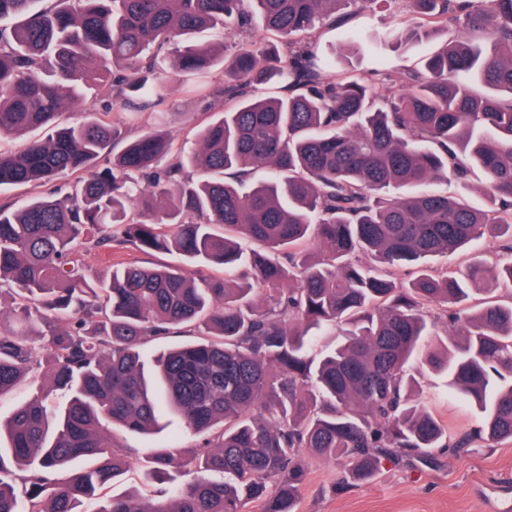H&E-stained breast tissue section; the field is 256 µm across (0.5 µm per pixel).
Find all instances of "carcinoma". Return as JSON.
<instances>
[{"label": "carcinoma", "mask_w": 512, "mask_h": 512, "mask_svg": "<svg viewBox=\"0 0 512 512\" xmlns=\"http://www.w3.org/2000/svg\"><path fill=\"white\" fill-rule=\"evenodd\" d=\"M380 2L0 0V189L81 175L74 197L0 206V287L22 301L14 317L40 341L0 328V396L36 366L49 383L0 418V512H82L123 475L121 444L102 421L152 433L163 403L203 436L182 459L196 478L167 486L155 505L112 496L100 512H241L248 500L296 512L304 454L339 461L362 482L383 458L512 440V304L479 303L472 289L512 288V258L429 266L484 237L512 254V0H402L423 20L417 35L444 28L448 41L379 104L362 79L330 73L308 42L288 43L284 67L195 41L244 30L254 15L290 37ZM181 42L171 68L195 78L197 96L223 97L224 113L188 153L160 130L124 141L109 115L164 107L152 59ZM257 78L281 80L284 95L248 99ZM103 84L109 97L84 122L5 146ZM474 166L488 180L486 208L408 194ZM257 170L267 176L246 191L226 180ZM115 243L178 260L118 264L103 288L81 256ZM186 265L222 266L224 276L190 277ZM432 305L444 307L445 337L425 361L481 414L455 439L411 399ZM190 323L203 337L155 359L158 394L139 346ZM330 330L336 344L317 350ZM52 387L66 391L64 405L50 400ZM145 456L153 474L171 461L157 449ZM85 458L101 463L55 477Z\"/></svg>", "instance_id": "obj_1"}]
</instances>
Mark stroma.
<instances>
[{"mask_svg": "<svg viewBox=\"0 0 512 512\" xmlns=\"http://www.w3.org/2000/svg\"><path fill=\"white\" fill-rule=\"evenodd\" d=\"M416 21L397 5L361 4L345 23L316 31L318 49L331 57L336 71L371 79L376 95L386 92L385 77L422 69L425 59L445 42L443 34L430 39H411ZM189 77L165 75L166 104L162 111L147 113L131 128V135L157 129L175 143L193 140L210 116L224 110L222 97L200 100L189 92ZM87 266L97 276L108 278L113 265L149 261L170 263V254L144 255L132 248L112 253L84 254ZM421 389L418 402L438 412L450 434L472 429L477 418L449 400L445 378L425 362L411 366ZM167 426L155 440L118 431L120 443L128 448H144L148 443L175 451L201 445L198 436L180 431V418L169 413ZM307 478L301 488L297 512H512V441H484L469 453H439L434 460L419 458L383 461L369 482L350 484L342 465L305 457Z\"/></svg>", "mask_w": 512, "mask_h": 512, "instance_id": "obj_1", "label": "stroma"}]
</instances>
